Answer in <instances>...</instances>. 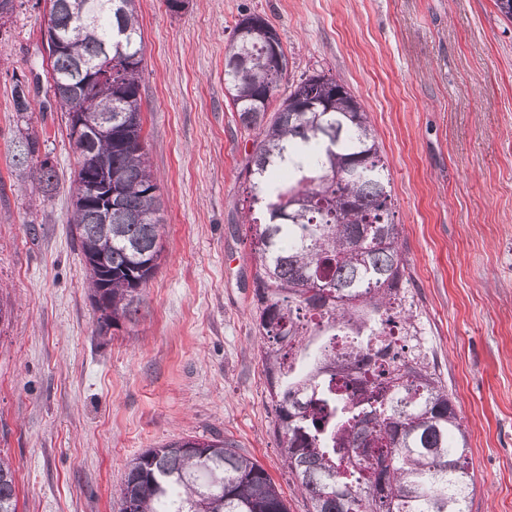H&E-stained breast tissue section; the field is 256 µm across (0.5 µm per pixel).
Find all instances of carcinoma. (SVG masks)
<instances>
[{
  "label": "carcinoma",
  "mask_w": 512,
  "mask_h": 512,
  "mask_svg": "<svg viewBox=\"0 0 512 512\" xmlns=\"http://www.w3.org/2000/svg\"><path fill=\"white\" fill-rule=\"evenodd\" d=\"M138 0H49L48 91L67 115L69 138L94 133L83 173L117 175L112 209L72 203L70 221L89 271L105 336L139 312L155 274L162 203L143 146ZM277 30L265 23L230 37L224 82L248 157L246 235L254 268L253 319L262 338L274 434L309 512H469L474 492L462 418L435 363L414 343L408 267L393 220L387 161L368 113L341 81L303 75L270 111L287 80ZM13 110L23 124L13 162L48 199L58 189L50 155L30 128L31 87L16 76ZM100 185L102 193H107ZM413 345H392L394 333ZM338 336H371L335 350ZM364 365L358 391L336 377ZM205 444L209 454L195 451ZM0 512H18L14 470L0 458ZM119 512H288L282 491L227 438H181L129 461Z\"/></svg>",
  "instance_id": "carcinoma-1"
}]
</instances>
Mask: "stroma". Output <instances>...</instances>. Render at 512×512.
<instances>
[{"label": "stroma", "mask_w": 512, "mask_h": 512, "mask_svg": "<svg viewBox=\"0 0 512 512\" xmlns=\"http://www.w3.org/2000/svg\"><path fill=\"white\" fill-rule=\"evenodd\" d=\"M0 23V455L18 512H118L128 461L185 437L236 441L308 512L273 433L242 227L252 152L224 84L241 13L268 19L296 79L336 76L368 112L402 227L419 343L468 429L471 512H512V22L494 0H139L143 136L166 219L134 322L96 336L68 222L78 154L47 92V0ZM57 193L10 167L14 76Z\"/></svg>", "instance_id": "35a3bbf8"}]
</instances>
